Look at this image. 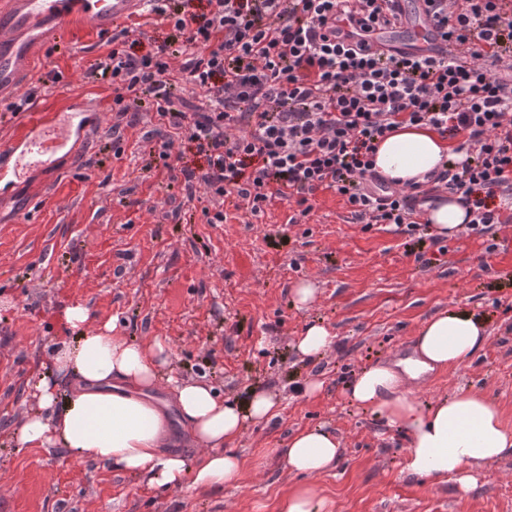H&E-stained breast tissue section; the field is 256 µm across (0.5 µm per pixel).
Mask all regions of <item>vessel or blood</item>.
<instances>
[{
  "label": "vessel or blood",
  "mask_w": 512,
  "mask_h": 512,
  "mask_svg": "<svg viewBox=\"0 0 512 512\" xmlns=\"http://www.w3.org/2000/svg\"><path fill=\"white\" fill-rule=\"evenodd\" d=\"M149 5L150 0H0V97L17 94L48 35H106L119 23L142 15ZM339 32L345 42L363 37L385 52L466 62L454 39L444 37L426 12L423 0L412 8L399 4L390 24L363 33L343 22ZM96 112L93 102L66 94L49 107L31 103L23 123L0 144V183L21 179L33 169L52 170L62 156L79 157L97 125Z\"/></svg>",
  "instance_id": "b4317fda"
}]
</instances>
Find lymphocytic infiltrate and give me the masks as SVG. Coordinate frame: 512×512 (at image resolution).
I'll list each match as a JSON object with an SVG mask.
<instances>
[{
  "label": "lymphocytic infiltrate",
  "instance_id": "1",
  "mask_svg": "<svg viewBox=\"0 0 512 512\" xmlns=\"http://www.w3.org/2000/svg\"><path fill=\"white\" fill-rule=\"evenodd\" d=\"M198 14L154 5L180 49L137 54L113 46L92 71L108 80L120 111L149 100L206 164H183L186 186L213 198L236 193L251 214L273 198L305 205L331 189L364 224L423 229L427 206L458 196L468 232L501 223L512 199V0H431L433 18L470 60L388 54L348 43L338 25L390 23L398 0H206ZM183 55L187 80L209 96L208 112L175 107L170 60ZM459 139L466 157L423 181L387 180L375 170L379 143L402 124Z\"/></svg>",
  "mask_w": 512,
  "mask_h": 512
}]
</instances>
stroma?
I'll use <instances>...</instances> for the list:
<instances>
[{
  "instance_id": "35a3bbf8",
  "label": "stroma",
  "mask_w": 512,
  "mask_h": 512,
  "mask_svg": "<svg viewBox=\"0 0 512 512\" xmlns=\"http://www.w3.org/2000/svg\"><path fill=\"white\" fill-rule=\"evenodd\" d=\"M109 37L49 45L23 86L50 103L66 92L95 99L101 127L78 164L30 171L0 186V512H278L301 476L273 456L291 432L326 426L344 442L331 470L312 477L334 512H512V457L485 466L466 496L452 482L403 470L406 440L349 403L345 385L361 368L409 354L418 328L459 308L486 323L473 361L431 375L428 402L457 389L480 391L512 429V223L487 238L458 234L425 243L422 257L395 226L364 229L331 190L309 212L273 198L254 216L236 194L223 204L188 193L156 148L180 142L148 107L118 112L112 89L89 77ZM52 181L49 195L34 185ZM223 207L226 220L208 223ZM309 283L314 301L293 289ZM93 324L117 321L121 335L154 338L171 351L166 374L201 380L244 403L264 389L280 401L271 422L248 426L232 449L240 480L217 489L161 491L136 474L73 461L65 449L21 448L12 431L34 408L31 386L68 336L66 308ZM319 322L336 336L324 356L302 358L294 340ZM322 387L311 395L299 388Z\"/></svg>"
}]
</instances>
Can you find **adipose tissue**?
I'll list each match as a JSON object with an SVG mask.
<instances>
[{
    "label": "adipose tissue",
    "mask_w": 512,
    "mask_h": 512,
    "mask_svg": "<svg viewBox=\"0 0 512 512\" xmlns=\"http://www.w3.org/2000/svg\"><path fill=\"white\" fill-rule=\"evenodd\" d=\"M448 157V142L434 129L404 124L379 143L375 169L389 180L418 181ZM425 218L435 235L452 237L462 230L466 210L447 196ZM89 321L86 307L67 309L72 336L52 349L50 367L33 387L37 405L13 432L16 443L61 447L70 457L141 474L160 488L236 483L242 462L230 445L248 425L276 416L275 396L255 390L241 406L208 384L164 377L166 344L135 343L120 336L115 323L93 328ZM486 339L485 323L473 312L442 311L419 328L412 356L363 368L346 387L351 403L406 435L407 474L452 478L463 495L476 487L485 465L512 456V431L480 393L462 389L425 403L417 389L428 372L472 361ZM174 416L200 448L201 460L167 452ZM279 454L290 472L314 475L336 465L341 443L324 428L300 429Z\"/></svg>",
    "instance_id": "adipose-tissue-1"
}]
</instances>
